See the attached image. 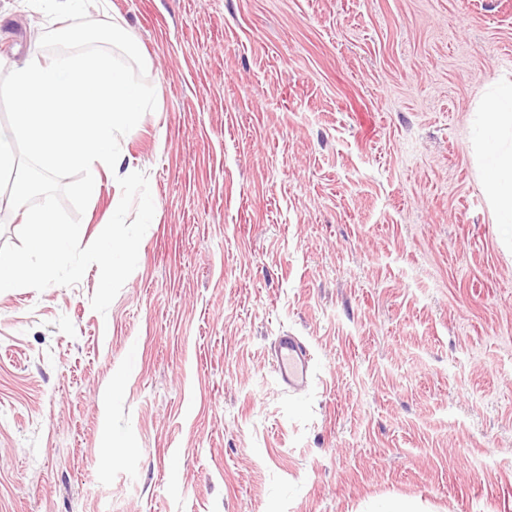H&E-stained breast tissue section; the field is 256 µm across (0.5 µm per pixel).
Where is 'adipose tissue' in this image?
Masks as SVG:
<instances>
[{
  "label": "adipose tissue",
  "mask_w": 512,
  "mask_h": 512,
  "mask_svg": "<svg viewBox=\"0 0 512 512\" xmlns=\"http://www.w3.org/2000/svg\"><path fill=\"white\" fill-rule=\"evenodd\" d=\"M483 179L498 223L512 224V82L501 83L481 108Z\"/></svg>",
  "instance_id": "ef3b65f1"
}]
</instances>
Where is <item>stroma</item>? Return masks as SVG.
<instances>
[{
	"label": "stroma",
	"mask_w": 512,
	"mask_h": 512,
	"mask_svg": "<svg viewBox=\"0 0 512 512\" xmlns=\"http://www.w3.org/2000/svg\"><path fill=\"white\" fill-rule=\"evenodd\" d=\"M88 16L137 34L157 106L119 145L155 213L107 314L95 265L0 295V512H512V224L474 150L512 0ZM61 27L0 0V56ZM274 367L280 384L288 392L304 390L311 377V355L307 346L297 337L284 334L274 346Z\"/></svg>",
	"instance_id": "stroma-1"
}]
</instances>
